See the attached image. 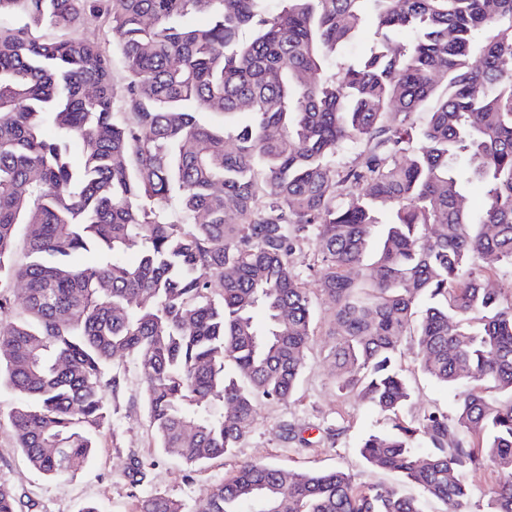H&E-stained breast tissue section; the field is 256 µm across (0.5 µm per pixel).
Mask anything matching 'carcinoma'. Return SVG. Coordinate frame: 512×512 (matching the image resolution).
I'll use <instances>...</instances> for the list:
<instances>
[{"label":"carcinoma","instance_id":"cac0c4a2","mask_svg":"<svg viewBox=\"0 0 512 512\" xmlns=\"http://www.w3.org/2000/svg\"><path fill=\"white\" fill-rule=\"evenodd\" d=\"M264 2L0 0V279L23 285L0 372L17 446L42 474L80 470L112 426L120 355L163 453L231 454L260 402L295 393L319 291L338 391L392 417L359 453L399 483L244 463L200 512H423L405 483L468 512L467 478L488 467L510 478L483 512H512V295L482 286L512 266V0ZM370 21L367 51L327 77ZM348 142L362 150L342 166ZM407 336L424 374L464 387L453 413L401 416ZM139 512L184 510L154 496Z\"/></svg>","mask_w":512,"mask_h":512}]
</instances>
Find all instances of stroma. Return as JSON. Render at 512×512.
Instances as JSON below:
<instances>
[{
  "label": "stroma",
  "mask_w": 512,
  "mask_h": 512,
  "mask_svg": "<svg viewBox=\"0 0 512 512\" xmlns=\"http://www.w3.org/2000/svg\"><path fill=\"white\" fill-rule=\"evenodd\" d=\"M325 301H318L317 332L298 391L288 400L262 404L246 439L233 454L188 467L158 448L143 403L141 375L124 357L116 366L125 370L122 390L109 396L112 426L96 440L88 465L67 478L48 477L35 471L18 448L9 421L16 394L0 384V487L11 490L22 502V512H81L89 504L101 512H135L139 500L161 494L181 501L184 512H197L214 485L231 474L240 462L272 463L285 469L343 470L356 484L366 486L387 480V473L370 467L358 446L367 434L390 429L391 422L352 397H342L334 384V367L327 360L329 321ZM401 365L413 395L403 410L405 419L439 408L452 412L457 388L440 384L416 367L411 341H404ZM338 429L335 439L323 438L326 428ZM296 439H289V432ZM310 439L302 446L300 438ZM141 462L145 477L135 481L133 462Z\"/></svg>",
  "instance_id": "stroma-1"
}]
</instances>
